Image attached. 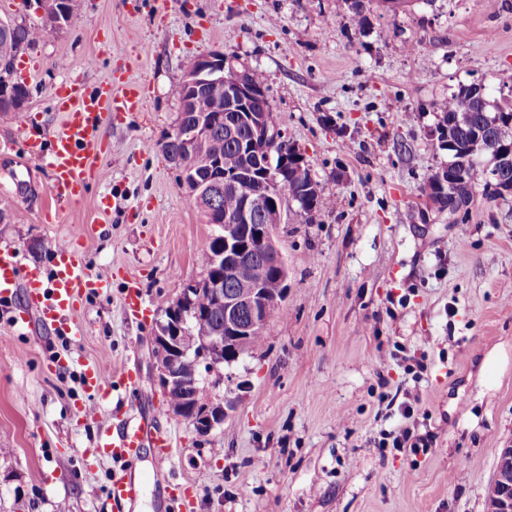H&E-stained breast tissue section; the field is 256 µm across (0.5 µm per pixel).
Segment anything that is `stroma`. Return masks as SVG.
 I'll return each instance as SVG.
<instances>
[{"mask_svg":"<svg viewBox=\"0 0 512 512\" xmlns=\"http://www.w3.org/2000/svg\"><path fill=\"white\" fill-rule=\"evenodd\" d=\"M352 2L74 0L70 29L46 25L37 0H0V19L42 29L16 56L34 69L12 74L28 104L0 117V247L47 270L55 244L89 226L88 267L111 282L75 311L76 342L36 316L13 326L31 309L25 288L0 300V512H112L118 463L81 458L122 408L157 415L174 441L169 481L147 483L133 512H164L171 481L190 491L184 512H485L497 451L512 445V193L477 191L455 221L422 188L448 164L434 130L449 95L480 82L512 96V0H365L362 27ZM211 53L262 74L278 129L332 202L309 220L291 207L279 225L284 315L206 376L225 416L201 437L168 414L154 322L127 316L122 292L136 281L156 315L202 272L212 227L156 145L177 123L186 60ZM112 77L143 84L144 105L101 125L83 197L58 201L26 139L60 128L53 85ZM58 356L68 367L49 371ZM88 363L136 366L137 389L113 388L83 416ZM403 423L433 432L427 451L379 447Z\"/></svg>","mask_w":512,"mask_h":512,"instance_id":"1","label":"stroma"}]
</instances>
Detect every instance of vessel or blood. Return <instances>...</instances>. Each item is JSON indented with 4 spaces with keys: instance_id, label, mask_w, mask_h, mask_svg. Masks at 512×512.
Segmentation results:
<instances>
[{
    "instance_id": "b4317fda",
    "label": "vessel or blood",
    "mask_w": 512,
    "mask_h": 512,
    "mask_svg": "<svg viewBox=\"0 0 512 512\" xmlns=\"http://www.w3.org/2000/svg\"><path fill=\"white\" fill-rule=\"evenodd\" d=\"M56 111L64 122L49 139L29 141V153L48 158L51 189L58 200L78 201L84 194L90 168L89 147L96 139L97 128L105 114L138 111L144 101L140 85L125 81L119 88L105 83L85 86L81 79L62 81L51 89ZM107 280L93 275L84 256L72 244L60 246L54 253L52 267L22 265L13 248H0V299L10 298L18 287H26L30 302L40 318L71 339H80L84 330L71 314L79 299L106 288ZM84 391L91 398L107 397L113 383L130 389L137 385L138 375L130 367L112 373L92 364L83 372ZM156 451L157 467L171 458V442L167 431L160 428L156 416L116 413L112 427L101 431L92 450L93 455L108 456L123 466L108 490L115 512H128L140 498L142 484L128 473L144 448Z\"/></svg>"
}]
</instances>
